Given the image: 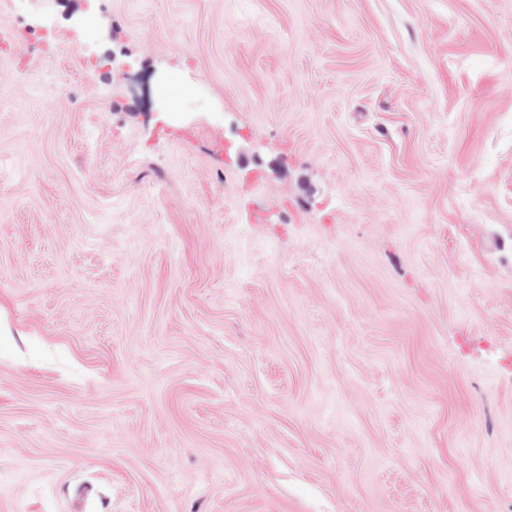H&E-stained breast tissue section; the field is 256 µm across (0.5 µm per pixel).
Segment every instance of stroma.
<instances>
[{
  "label": "stroma",
  "mask_w": 512,
  "mask_h": 512,
  "mask_svg": "<svg viewBox=\"0 0 512 512\" xmlns=\"http://www.w3.org/2000/svg\"><path fill=\"white\" fill-rule=\"evenodd\" d=\"M0 512H512V0H0Z\"/></svg>",
  "instance_id": "35a3bbf8"
}]
</instances>
